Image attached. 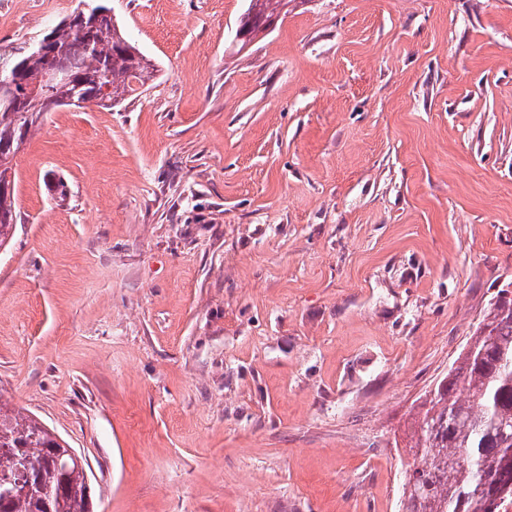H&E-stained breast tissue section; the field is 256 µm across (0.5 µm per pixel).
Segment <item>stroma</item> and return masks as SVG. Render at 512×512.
<instances>
[{"label":"stroma","instance_id":"35a3bbf8","mask_svg":"<svg viewBox=\"0 0 512 512\" xmlns=\"http://www.w3.org/2000/svg\"><path fill=\"white\" fill-rule=\"evenodd\" d=\"M155 62L14 161L0 393L93 512H403L426 393L512 286V0H106ZM81 0H0V53ZM295 2L296 0H249L248 8L243 16L251 13V31L254 40L260 34L268 32L269 25L278 22L282 16L288 15L290 10L288 7Z\"/></svg>","mask_w":512,"mask_h":512}]
</instances>
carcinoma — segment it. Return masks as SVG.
<instances>
[{
	"instance_id": "obj_1",
	"label": "carcinoma",
	"mask_w": 512,
	"mask_h": 512,
	"mask_svg": "<svg viewBox=\"0 0 512 512\" xmlns=\"http://www.w3.org/2000/svg\"><path fill=\"white\" fill-rule=\"evenodd\" d=\"M296 0H249L257 37ZM60 20L25 50L0 54L12 89L0 92V249L17 223L12 161L47 113L72 102L110 108L147 84L157 67L126 37L104 0ZM65 78L37 85L45 71ZM107 94H102V89ZM410 446L415 481L404 512H509L512 508V298H498L438 382ZM61 438L34 415L0 401V512H91L85 472L67 485L54 464ZM32 482L25 496L11 495Z\"/></svg>"
}]
</instances>
